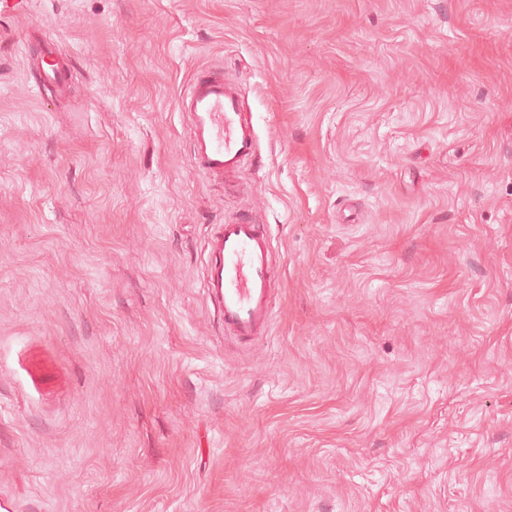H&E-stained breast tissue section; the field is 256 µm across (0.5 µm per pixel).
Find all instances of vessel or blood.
I'll return each mask as SVG.
<instances>
[{"mask_svg": "<svg viewBox=\"0 0 512 512\" xmlns=\"http://www.w3.org/2000/svg\"><path fill=\"white\" fill-rule=\"evenodd\" d=\"M37 73L41 81L60 89L68 81L65 66L57 62H40ZM178 107L188 119L190 158L198 170L224 178L256 157L258 135L252 115L245 109L240 87L225 81L223 72L195 71ZM270 238L269 225L242 214L214 225L204 243V288L227 339L250 342L272 322Z\"/></svg>", "mask_w": 512, "mask_h": 512, "instance_id": "obj_1", "label": "vessel or blood"}]
</instances>
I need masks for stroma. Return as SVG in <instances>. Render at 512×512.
I'll return each mask as SVG.
<instances>
[{
  "mask_svg": "<svg viewBox=\"0 0 512 512\" xmlns=\"http://www.w3.org/2000/svg\"><path fill=\"white\" fill-rule=\"evenodd\" d=\"M197 68L253 114L230 184L191 163ZM242 212L276 272L247 347L202 280ZM0 512H512V0L0 18ZM45 56L40 58V63L36 68V72L39 75L40 82L37 83L38 88L40 90L41 83L51 82L53 83L59 90H62L68 81V72L65 66L57 61L54 58L53 63H47L44 60Z\"/></svg>",
  "mask_w": 512,
  "mask_h": 512,
  "instance_id": "obj_1",
  "label": "stroma"
}]
</instances>
